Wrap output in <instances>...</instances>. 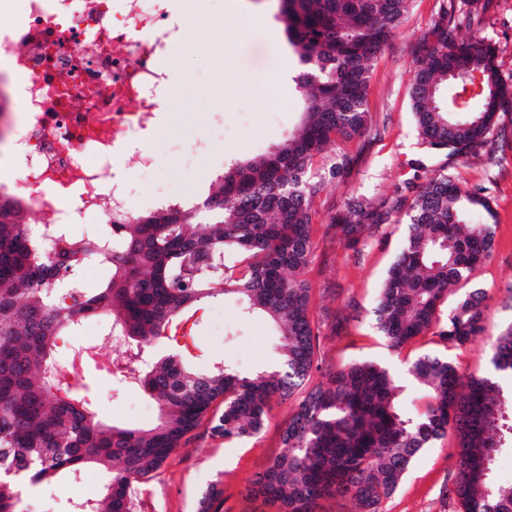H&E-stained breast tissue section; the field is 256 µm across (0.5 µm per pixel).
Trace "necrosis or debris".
Returning <instances> with one entry per match:
<instances>
[{
    "instance_id": "necrosis-or-debris-1",
    "label": "necrosis or debris",
    "mask_w": 512,
    "mask_h": 512,
    "mask_svg": "<svg viewBox=\"0 0 512 512\" xmlns=\"http://www.w3.org/2000/svg\"><path fill=\"white\" fill-rule=\"evenodd\" d=\"M173 0H23L0 23V141L39 225L133 213L127 185L153 171L165 59L180 45Z\"/></svg>"
}]
</instances>
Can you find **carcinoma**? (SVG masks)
<instances>
[{
  "label": "carcinoma",
  "instance_id": "1",
  "mask_svg": "<svg viewBox=\"0 0 512 512\" xmlns=\"http://www.w3.org/2000/svg\"><path fill=\"white\" fill-rule=\"evenodd\" d=\"M479 0H450L434 22L437 39L416 73L409 97L420 144L430 154L465 152L486 142L506 111L512 86L499 72L497 48L481 32ZM409 0H279L278 17L302 66L303 118L276 148L231 162L201 203L159 205L118 216L96 234L53 230L46 249L23 204L0 200V512H21L19 479L106 473L73 512H136L135 487L155 479L169 455L203 423L226 441L258 434L271 402L298 396L282 432L283 449L246 489L280 512H321L327 500L354 501L379 512L418 454L452 430L458 473L450 497L459 512H512V484L495 480L492 462L512 447V396L486 376L459 373L429 354L409 362L426 392L423 413L402 407L403 387L381 365L350 363L310 385L320 369L311 288L295 277L314 253L313 203L324 184L314 159L338 140L362 135L371 117L366 91L372 62L404 23ZM471 31L458 42L460 26ZM453 82L455 96L443 99ZM380 221L372 204L352 199L336 234L357 240ZM495 213L486 188L435 173L417 187L405 244L390 266L374 310L394 349L432 335L454 347L485 332L486 293L475 289L440 321L442 300L490 256ZM106 281L86 288V260ZM233 294L242 312L277 329L271 371L241 376L179 344L176 327L206 298ZM109 319L107 336L124 347L112 362L115 381L153 399L146 427L108 426L80 391L57 384L58 341L88 319ZM496 372L512 376V326L489 337ZM224 408L216 406V402ZM224 490L212 485L199 512H222Z\"/></svg>",
  "mask_w": 512,
  "mask_h": 512
}]
</instances>
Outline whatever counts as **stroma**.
Segmentation results:
<instances>
[{
    "mask_svg": "<svg viewBox=\"0 0 512 512\" xmlns=\"http://www.w3.org/2000/svg\"><path fill=\"white\" fill-rule=\"evenodd\" d=\"M481 2L482 33L495 43L500 73L512 83V0ZM246 4L245 13L233 14L225 12L224 0H187L180 15L184 38L165 62L179 75L170 91L175 107L153 140L158 166L149 179L176 200L204 195L229 161L272 151L299 122L304 99L279 71L281 59L293 64L297 58L289 53L274 0ZM443 5V0H410L405 23L378 53L367 88L371 126L363 137L345 143L342 149L353 158L349 170L327 181L314 200L315 250L299 275L312 290L311 314L320 336L323 363L314 382L352 362H377L403 386V409L411 416L424 411L426 398L407 373L409 360L429 354L448 359L461 372L490 376L489 339L512 326V112L500 117L504 134L460 156L426 154L411 110L409 87L437 43L431 29ZM200 140L207 141V151L181 162L179 153ZM436 170L464 185L489 189L496 214L494 250L468 283L487 294L486 334L461 348L428 336L395 350L378 333L373 310L407 236L405 208L417 185ZM352 198L381 207L380 223L355 244L337 238L331 227ZM107 331L106 317L85 323L61 343L56 359L67 363L78 350L93 348L84 381L101 420L148 425L157 415L150 398L132 389L118 395L112 390L114 352ZM275 333L266 318L244 316L232 296L209 301L199 330L209 357L224 360L243 376L276 366ZM294 406L291 400L273 402L261 432L239 441L212 437L208 425H201L187 446L173 451L157 478L137 487L138 512H198L202 496L215 483L224 490L223 512H268L261 500L247 497L246 488L281 452L282 431ZM455 445L449 437L422 452L380 512H457V503L445 495L456 475ZM79 492L66 478L29 485L22 491V506L25 512H70Z\"/></svg>",
    "mask_w": 512,
    "mask_h": 512,
    "instance_id": "stroma-1",
    "label": "stroma"
}]
</instances>
